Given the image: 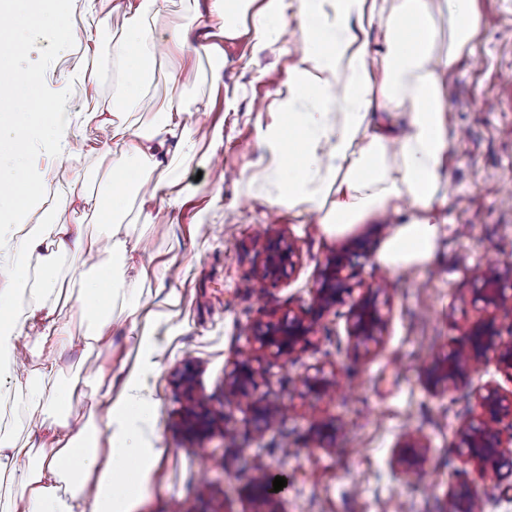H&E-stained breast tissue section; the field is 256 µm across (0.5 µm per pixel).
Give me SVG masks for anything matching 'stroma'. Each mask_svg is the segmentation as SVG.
I'll list each match as a JSON object with an SVG mask.
<instances>
[{"label": "stroma", "mask_w": 512, "mask_h": 512, "mask_svg": "<svg viewBox=\"0 0 512 512\" xmlns=\"http://www.w3.org/2000/svg\"><path fill=\"white\" fill-rule=\"evenodd\" d=\"M69 8L78 27L102 31L95 63L103 81L64 96V104L75 112L110 108L120 83L112 44L127 28L121 0H102L92 15L84 13L82 0H71ZM479 9L480 41L449 89L448 197L437 252L432 261L405 269H389L378 259L399 215L379 214L336 236L323 231L317 214L274 200L267 184L274 159L259 132L278 118L279 92L300 59L296 44L256 49L244 37L225 43L220 87L212 82L214 63L206 56L179 70L159 57L150 65L136 119L154 120L167 99L179 94L198 153L177 169L182 205H154L140 257L149 272L170 263L173 273L164 286L179 299L155 323L150 427L165 453L147 512H443L461 482L454 445L476 413L474 392L489 384L512 390V377L493 359L450 392L433 390L426 381L428 368L478 316L479 274L512 261V108L495 102L499 75H512V0H479ZM228 87L237 92L231 113L224 110ZM218 125L224 144L214 153L210 141ZM109 144L107 132L92 124L77 131L65 159L38 154L31 163L51 169L47 192L59 183L96 192L99 171L112 164ZM281 236L294 245L296 265L279 282L259 286L253 275L264 241ZM347 245L356 253L360 278L384 288L378 342L354 346L344 315L331 313L321 318L312 345L292 359L252 344L251 327L260 314L308 309L319 265ZM58 317L75 338L66 348L49 343L41 349L42 359L56 363L58 381L133 360V335L122 308L112 315L111 347L98 352L82 348L90 320L76 300ZM245 355L257 372L259 396L281 409L279 422L263 432L247 407L224 406V373ZM188 366L197 397L217 418L204 439L181 423L179 375ZM318 373L336 379L329 395L315 396L302 385L303 377ZM317 422L335 425V434L319 437L312 429ZM408 436L422 443V465L413 473L400 448ZM258 464L287 473L281 500L268 504L248 494Z\"/></svg>", "instance_id": "stroma-1"}]
</instances>
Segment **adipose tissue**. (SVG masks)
<instances>
[{
    "label": "adipose tissue",
    "mask_w": 512,
    "mask_h": 512,
    "mask_svg": "<svg viewBox=\"0 0 512 512\" xmlns=\"http://www.w3.org/2000/svg\"><path fill=\"white\" fill-rule=\"evenodd\" d=\"M163 6V0H123L128 30L112 45V65L123 78L120 94L111 111L67 112L60 91L102 79L90 62L99 52V30L77 29L68 0H0V102L11 105L0 111V399L41 403L56 413L51 424L36 426L51 446L47 452L17 447L0 426V476L9 478L12 512H143L163 455L143 430L154 409L147 380L156 340L152 317L138 318L130 302L145 270L137 261L142 240L124 218L133 188L141 191L138 221H147L156 201L180 204L178 181L168 171L174 160H192L197 144L182 122L181 97H170L146 127L129 121L155 55L180 63L202 51L220 66L223 41L245 37L264 48L292 38L300 60L277 121L261 132L276 162L277 200L317 213L323 230L336 235L406 203L412 213L385 240L380 262L399 269L427 261L435 250L449 157V78L480 35L478 0H395L386 17L377 0H297L293 10L288 0H209L199 24L214 29L216 40L200 45L184 28L155 34L146 19ZM32 31L83 50L54 60L48 71L19 73L14 58ZM375 33L383 51L373 49ZM92 123L111 130L107 188L79 199L73 187L61 185L56 195L82 200L99 223L111 225L112 237L103 243L86 239L77 224H32L22 217L48 180L30 166V155H61L76 131ZM74 249L93 260L90 271L70 273L80 310L95 321L85 348L105 345L112 310L122 303L136 333L135 356L110 381L76 378L47 392L42 382L53 365L27 372L22 347L72 345L51 299L61 260ZM77 396L87 397L89 414H102L104 429L72 430L67 414Z\"/></svg>",
    "instance_id": "ef3b65f1"
}]
</instances>
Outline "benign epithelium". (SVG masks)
<instances>
[{"label": "benign epithelium", "mask_w": 512, "mask_h": 512, "mask_svg": "<svg viewBox=\"0 0 512 512\" xmlns=\"http://www.w3.org/2000/svg\"><path fill=\"white\" fill-rule=\"evenodd\" d=\"M264 259L256 272L262 283L280 280L295 266L296 254L292 243L284 238L269 239L264 247ZM352 252L345 247L320 264L315 286L311 291L310 307L305 312L284 313L279 317H261L253 326V340L261 348H272L284 358H292L312 342L319 320L339 305L349 306L346 315L347 336L357 344L376 340L383 326L378 308L381 289L371 285L355 289L351 283ZM512 280V263L489 267L481 274L478 318L462 331L448 352L427 373L428 383L435 388L451 390L467 376L478 372L494 357L499 365L512 372V336L504 338L497 312L512 303V293L505 283ZM187 405L185 423L197 434L205 435L214 419L194 396V376L185 369L179 378ZM256 372L248 360H236L224 379L225 406L246 404L259 422V428L271 427L277 417L274 404L256 397ZM479 413L459 434L458 456L462 472L474 471L481 477L490 476L498 482L512 485V392L505 393L495 386H485L474 394ZM284 473L264 472L253 481L250 492L264 501H272L279 493L273 491V480ZM450 512H485V503L475 496L467 483L461 490L448 495Z\"/></svg>", "instance_id": "1"}]
</instances>
